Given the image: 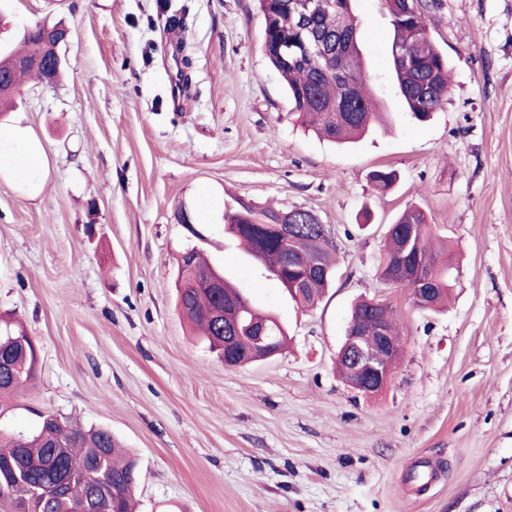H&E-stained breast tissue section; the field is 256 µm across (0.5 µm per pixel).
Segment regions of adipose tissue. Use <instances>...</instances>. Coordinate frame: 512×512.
<instances>
[{"label": "adipose tissue", "instance_id": "obj_1", "mask_svg": "<svg viewBox=\"0 0 512 512\" xmlns=\"http://www.w3.org/2000/svg\"><path fill=\"white\" fill-rule=\"evenodd\" d=\"M7 157V176L28 188H35L36 178L47 165L41 143L33 138L28 127L14 123L0 129V157Z\"/></svg>", "mask_w": 512, "mask_h": 512}]
</instances>
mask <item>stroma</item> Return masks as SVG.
<instances>
[{
	"label": "stroma",
	"mask_w": 512,
	"mask_h": 512,
	"mask_svg": "<svg viewBox=\"0 0 512 512\" xmlns=\"http://www.w3.org/2000/svg\"><path fill=\"white\" fill-rule=\"evenodd\" d=\"M352 8L389 127L338 145L290 118L256 0H0L2 46L46 19L71 31L61 80L0 117L48 157L37 191L0 177V320L37 348L0 433L48 414L110 430L140 461L139 512H512V0L429 9L451 94L424 123L397 92L382 0ZM380 167L397 173L383 194ZM239 198L329 226L316 307L225 239ZM411 205L448 239L451 299L411 313L368 397L336 353L353 303L387 296L386 226ZM191 247L278 316L287 351L228 368L196 340L175 307Z\"/></svg>",
	"instance_id": "35a3bbf8"
}]
</instances>
